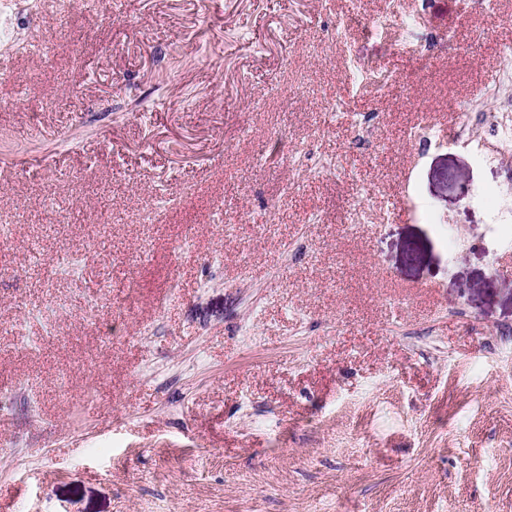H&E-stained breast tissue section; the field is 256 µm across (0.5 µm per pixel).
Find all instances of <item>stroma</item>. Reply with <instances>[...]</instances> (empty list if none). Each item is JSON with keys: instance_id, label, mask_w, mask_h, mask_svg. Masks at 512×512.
Segmentation results:
<instances>
[{"instance_id": "stroma-1", "label": "stroma", "mask_w": 512, "mask_h": 512, "mask_svg": "<svg viewBox=\"0 0 512 512\" xmlns=\"http://www.w3.org/2000/svg\"><path fill=\"white\" fill-rule=\"evenodd\" d=\"M393 5L16 15L0 512H512V0Z\"/></svg>"}]
</instances>
